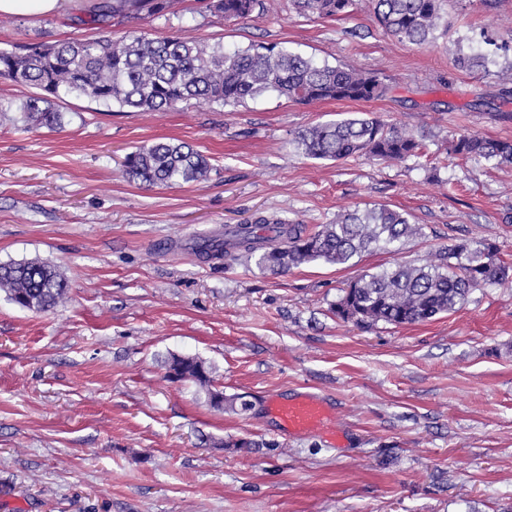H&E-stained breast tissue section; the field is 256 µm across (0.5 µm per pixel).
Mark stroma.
Listing matches in <instances>:
<instances>
[{"instance_id":"stroma-1","label":"stroma","mask_w":512,"mask_h":512,"mask_svg":"<svg viewBox=\"0 0 512 512\" xmlns=\"http://www.w3.org/2000/svg\"><path fill=\"white\" fill-rule=\"evenodd\" d=\"M76 12L0 16V47L95 39ZM443 26L415 46L385 34L369 0L332 18L275 9L236 22L183 0L138 28L225 48L283 43L330 65L375 72L369 102L296 104L273 93L245 105L193 101L166 112L58 101L60 128L24 129L34 88L0 79V263L58 268L53 310L0 293V512H512V285L474 290L437 319L369 328L336 317L341 287L393 262L478 237L512 264V164L463 160L453 137L512 140V95L499 71L458 55L512 42V0H443ZM368 112L414 133L424 157L382 162L299 155L307 126ZM184 141L211 170L201 182L146 187L122 161L140 145ZM384 204L423 233L356 265L315 262L271 275L198 255L195 243L257 213L308 226ZM211 367L212 385L249 403L213 409L166 377L170 354ZM313 391L343 438H289L269 394ZM239 439L256 441L240 450Z\"/></svg>"}]
</instances>
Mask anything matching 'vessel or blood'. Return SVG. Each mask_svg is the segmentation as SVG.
I'll use <instances>...</instances> for the list:
<instances>
[{"mask_svg":"<svg viewBox=\"0 0 512 512\" xmlns=\"http://www.w3.org/2000/svg\"><path fill=\"white\" fill-rule=\"evenodd\" d=\"M266 413L288 436L313 432L335 433V415L327 401L314 393L294 396L269 395Z\"/></svg>","mask_w":512,"mask_h":512,"instance_id":"vessel-or-blood-1","label":"vessel or blood"}]
</instances>
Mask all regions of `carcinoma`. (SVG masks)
<instances>
[{
	"mask_svg": "<svg viewBox=\"0 0 512 512\" xmlns=\"http://www.w3.org/2000/svg\"><path fill=\"white\" fill-rule=\"evenodd\" d=\"M205 9L227 21L267 11L266 0H202ZM299 14L322 18L347 12L351 0H287ZM181 0H112L96 7L79 23L107 28L125 18L155 19L176 15ZM379 26L414 45L427 42L441 26L440 0H371ZM487 56L462 54V70L484 68ZM0 77L39 90L18 108L0 102V116L16 110L29 128H57L62 115L51 100L86 96L106 106L165 111L190 100L236 106L272 92L313 105L323 101H371L387 92L374 73L351 65L319 62L286 45L253 43L226 50L169 36L153 39L137 31L114 39L36 42L0 48ZM296 152L318 160L367 156L399 162L421 155L420 141L409 132L363 114L316 124L292 141ZM452 152L461 159L483 158L512 163V140L463 134ZM123 172L147 186H174L207 177L209 162L185 142L157 141L128 153ZM422 227L410 215L386 205L355 209L311 231L277 214H255L224 233L228 244L212 242L203 252L237 263H254L262 272L279 275L317 261L352 266L371 250L396 253ZM512 282V265L499 256L497 245L468 239L444 247L423 264L395 263L349 282L341 289L333 313L360 326L424 323L450 312L469 294L490 285ZM0 292L8 301L32 312H48L67 295L63 276L39 259L0 264ZM177 380L204 391L211 406L236 409V398L212 388L210 370L197 357L167 360Z\"/></svg>",
	"mask_w": 512,
	"mask_h": 512,
	"instance_id": "cac0c4a2",
	"label": "carcinoma"
}]
</instances>
